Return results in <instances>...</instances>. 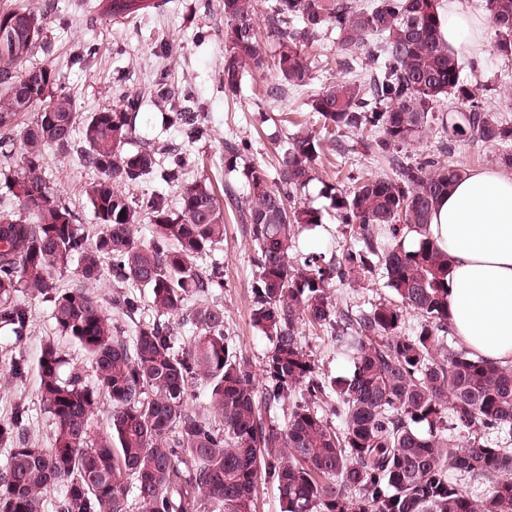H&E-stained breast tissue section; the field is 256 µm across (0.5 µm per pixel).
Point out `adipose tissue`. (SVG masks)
<instances>
[{
    "label": "adipose tissue",
    "instance_id": "ef3b65f1",
    "mask_svg": "<svg viewBox=\"0 0 512 512\" xmlns=\"http://www.w3.org/2000/svg\"><path fill=\"white\" fill-rule=\"evenodd\" d=\"M430 233L448 255L455 336L477 356L512 366V175L469 172L439 201Z\"/></svg>",
    "mask_w": 512,
    "mask_h": 512
}]
</instances>
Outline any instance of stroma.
<instances>
[{
	"mask_svg": "<svg viewBox=\"0 0 512 512\" xmlns=\"http://www.w3.org/2000/svg\"><path fill=\"white\" fill-rule=\"evenodd\" d=\"M463 2L478 19L480 35L462 53L478 58L481 65L480 72L465 73L464 78L478 89L486 105L494 107L499 103L497 93L484 91L482 84L489 77L512 82V61L490 54L494 30L481 9V0ZM20 4L46 19L49 48L38 52L34 63L56 68L62 76L63 92L74 100L79 111L90 113L118 107L127 90L158 79L189 91L191 108L206 130L205 137L188 141L180 127L164 121L161 102L148 97L137 113L132 141L136 147H174L186 154L189 163L181 179L172 184L158 178L145 179L127 185L125 191L133 199L158 193L173 204L184 187L195 180L207 177L218 184L219 197L224 201V241L202 264H222L224 286L220 296L228 335L254 368L262 369L271 344L250 322L251 242L235 205L247 189L242 172L225 173L224 145L229 141L248 142L245 162L261 163L269 174H276L293 123L318 122L306 106L307 99L343 75L333 37H326L318 50L315 79L286 97L271 100L266 96L268 86L276 80L271 72L246 77L238 94L225 92V24L220 0H165L156 12L121 22L104 17L97 0H0V11ZM89 46L95 50L93 58L77 62V55ZM260 107L266 109L269 120L257 128L252 117ZM369 137L366 130L345 137L349 152L332 156L329 163L320 165L318 180L303 191V201L322 210L325 219L322 226L299 237L297 252L332 256L352 245L348 229L333 216L324 186L340 174L369 176L387 172L385 161L360 148V141ZM45 157L47 180L78 213L81 224L88 230H97V220L85 194L86 186L96 179V172L80 164L75 153L66 154L53 146L47 148ZM17 300L31 309L33 319L26 339L20 343L10 328H0V420L10 417L16 403H23L29 409L33 436L46 445L52 437L53 424L40 402L35 361L42 341L55 337V324L50 302L23 293L18 294ZM303 342L321 371L334 377L350 372V363L339 353L329 334L309 331ZM11 356L24 360L23 376L13 375L8 366L2 365V358Z\"/></svg>",
	"mask_w": 512,
	"mask_h": 512,
	"instance_id": "stroma-1",
	"label": "stroma"
}]
</instances>
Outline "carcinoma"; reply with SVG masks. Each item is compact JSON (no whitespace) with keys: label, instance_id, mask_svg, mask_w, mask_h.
<instances>
[{"label":"carcinoma","instance_id":"cac0c4a2","mask_svg":"<svg viewBox=\"0 0 512 512\" xmlns=\"http://www.w3.org/2000/svg\"><path fill=\"white\" fill-rule=\"evenodd\" d=\"M481 6L494 30L492 53L512 60V0ZM98 7L119 21L160 3ZM223 9L225 91L239 92L245 75L267 69L278 75L272 99L307 86L316 65L306 49L329 33L344 71L307 102L325 134L304 126L291 134L274 179L259 163L244 168L239 217L253 245L251 320L272 342L262 384L229 347L216 297L223 271L197 264L224 241V205L212 182L191 183L175 209L159 195L129 199L122 187L155 173L154 148L127 149L143 94L127 95L119 109L79 112L57 92L56 69L26 67L46 43L43 17L24 6L0 13L18 23L0 39V157L13 158L16 138L23 146L19 169H0L18 203L16 212L0 211V324L22 335L31 312L15 294L46 299L57 332L85 351L95 376L88 384L77 372L64 375L63 352L42 344L36 371L52 441L47 448L30 436L23 405L0 421V444L11 445L0 512H42L44 493L58 484L56 512H255L261 477L276 485L281 512H512V368L447 345L448 255L429 232L435 204L466 175L449 158L457 141L500 145V163L512 168V119L504 114L512 94L503 95V111L477 100L463 72L480 63L444 39L440 0H271L261 20L257 0H223ZM156 93L187 138L206 134L178 91L163 84ZM32 110L34 119L21 121ZM363 129L375 138L362 145L392 174L356 177L330 194L354 244L328 260L293 255L297 237L323 223L298 197L325 148L342 152L336 135ZM77 130L79 160L98 172L86 188L99 226L92 235L43 172L45 148H69ZM430 132L448 157L402 154ZM185 165L171 151L162 180H177ZM145 220L153 225L147 244L136 231ZM72 267L76 284L57 287L52 272ZM106 271L110 314L93 291ZM377 271L392 298L368 310L338 306L335 283ZM146 303L156 317L124 335L120 322ZM408 314L416 324L405 333ZM175 318L195 329L184 348ZM306 324L330 330L353 362L350 375L318 373L302 342ZM194 380L207 391L199 408L188 403ZM103 399L106 426L96 433ZM458 474L488 491L460 489Z\"/></svg>","mask_w":512,"mask_h":512}]
</instances>
